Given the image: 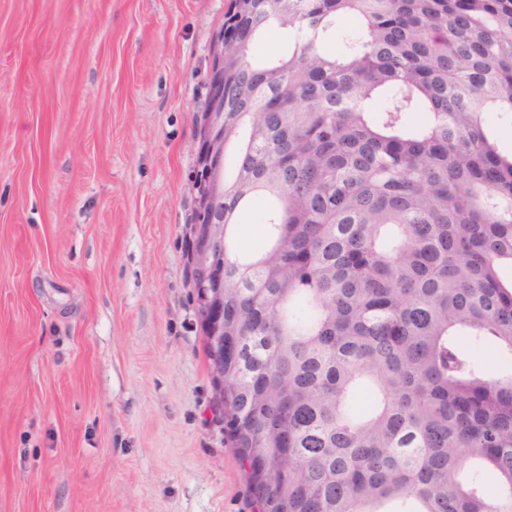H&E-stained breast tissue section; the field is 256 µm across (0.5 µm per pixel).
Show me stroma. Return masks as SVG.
<instances>
[{
    "mask_svg": "<svg viewBox=\"0 0 512 512\" xmlns=\"http://www.w3.org/2000/svg\"><path fill=\"white\" fill-rule=\"evenodd\" d=\"M229 0H0V512H257L193 228Z\"/></svg>",
    "mask_w": 512,
    "mask_h": 512,
    "instance_id": "35a3bbf8",
    "label": "stroma"
}]
</instances>
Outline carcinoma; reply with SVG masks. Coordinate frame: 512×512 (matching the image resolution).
<instances>
[{
  "label": "carcinoma",
  "mask_w": 512,
  "mask_h": 512,
  "mask_svg": "<svg viewBox=\"0 0 512 512\" xmlns=\"http://www.w3.org/2000/svg\"><path fill=\"white\" fill-rule=\"evenodd\" d=\"M338 16L358 38L336 56ZM274 28L286 46L253 59ZM492 114L512 115V0H231L221 403L259 512H512V371L463 346L512 357ZM240 224H242V235L240 237V246L243 249H254L257 247L258 240V212L253 208L245 210L240 217Z\"/></svg>",
  "instance_id": "1"
}]
</instances>
